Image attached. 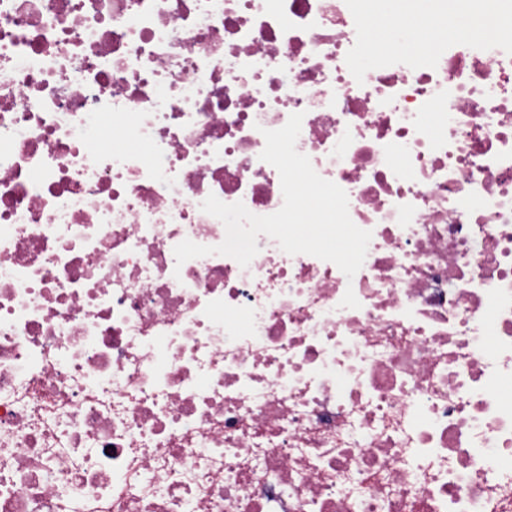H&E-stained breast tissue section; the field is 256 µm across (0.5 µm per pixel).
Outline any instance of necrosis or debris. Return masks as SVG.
Listing matches in <instances>:
<instances>
[{"mask_svg":"<svg viewBox=\"0 0 512 512\" xmlns=\"http://www.w3.org/2000/svg\"><path fill=\"white\" fill-rule=\"evenodd\" d=\"M406 11L0 0V512H512V33ZM295 113L354 278L177 264Z\"/></svg>","mask_w":512,"mask_h":512,"instance_id":"necrosis-or-debris-1","label":"necrosis or debris"}]
</instances>
